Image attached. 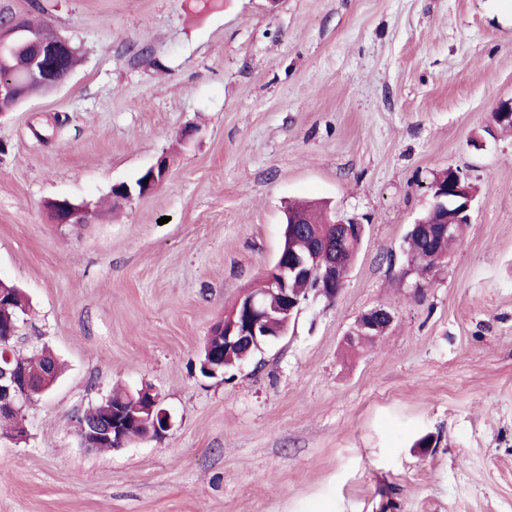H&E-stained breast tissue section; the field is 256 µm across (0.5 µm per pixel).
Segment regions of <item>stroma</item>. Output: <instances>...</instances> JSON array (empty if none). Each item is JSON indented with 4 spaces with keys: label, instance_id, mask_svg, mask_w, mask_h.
<instances>
[{
    "label": "stroma",
    "instance_id": "1",
    "mask_svg": "<svg viewBox=\"0 0 512 512\" xmlns=\"http://www.w3.org/2000/svg\"><path fill=\"white\" fill-rule=\"evenodd\" d=\"M40 2L0 9L80 62L0 116V279L30 301L20 349L64 372L0 439V512H512V0ZM165 152L164 183L108 210ZM449 168L470 222L423 279L407 235ZM53 199L96 210L59 226ZM299 199L365 227L343 288L202 376ZM116 387L172 426L88 451L75 419ZM393 320L394 315L390 309L385 307L375 308L360 317L356 325L347 333L346 338L375 336L374 331L378 330L381 326L387 329ZM378 333L379 336L384 333L382 328H380Z\"/></svg>",
    "mask_w": 512,
    "mask_h": 512
}]
</instances>
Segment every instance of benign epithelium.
<instances>
[{"label":"benign epithelium","instance_id":"benign-epithelium-1","mask_svg":"<svg viewBox=\"0 0 512 512\" xmlns=\"http://www.w3.org/2000/svg\"><path fill=\"white\" fill-rule=\"evenodd\" d=\"M15 25L8 19L0 21V52H7L13 45ZM14 82L0 80V112L12 111L20 99L4 104L12 98ZM170 169L169 157L165 154L157 158L147 173L150 174L147 187L136 191L127 183H116L114 187L122 190L118 199L130 202L135 197H144L156 190L165 180ZM433 208L440 206V198L454 194L455 203L462 206V212L471 210L473 195L462 185L461 177H456V184L448 189L440 185L434 186ZM91 209L87 203H72L67 199L56 200L52 204L50 217L55 224H81L89 216ZM332 232H323L320 246L315 251L300 255L291 250H282L273 267L267 269L261 278L258 288H252L242 294L229 308L224 310V316L216 323L213 331L207 336L200 362L201 369L208 377L224 375L225 356L239 351L246 355L252 348L267 344L287 335L288 326L293 318L299 315L309 303L310 297H322L332 300L343 286L344 277L337 276L336 242L364 235V225L334 222L329 225ZM454 225L444 219L438 225L432 226L423 220L413 224V229L419 234L432 235L434 232L452 233ZM303 273L315 282V288L306 292L304 297L291 294L288 289V275ZM273 293L283 300L280 314L281 321L272 324L265 304V295ZM394 320L391 310L385 307L375 308L363 314L356 325L347 333V337L372 336L380 327H389ZM37 383L32 380L23 368V363L8 359L6 365H0V407L6 406L21 412L33 398L40 395ZM138 411L135 419L145 429L144 436L158 437L172 426L170 413L161 408L158 397L149 388L138 390ZM126 416L119 412L109 421L77 422L79 439L93 437L103 443H110L115 448L126 445L124 423Z\"/></svg>","mask_w":512,"mask_h":512}]
</instances>
